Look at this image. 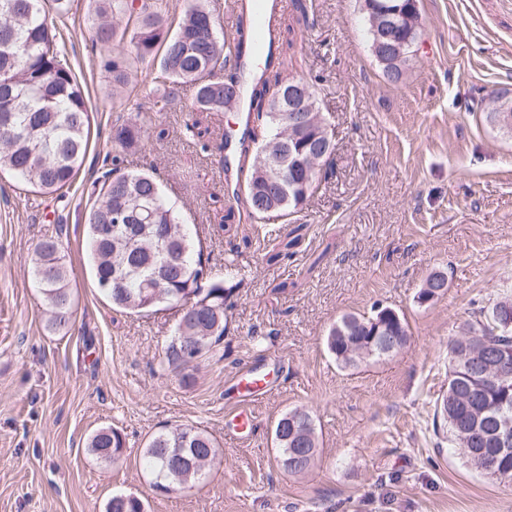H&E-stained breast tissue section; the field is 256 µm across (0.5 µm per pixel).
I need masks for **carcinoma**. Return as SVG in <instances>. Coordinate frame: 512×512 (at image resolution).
Returning a JSON list of instances; mask_svg holds the SVG:
<instances>
[{
  "label": "carcinoma",
  "instance_id": "obj_1",
  "mask_svg": "<svg viewBox=\"0 0 512 512\" xmlns=\"http://www.w3.org/2000/svg\"><path fill=\"white\" fill-rule=\"evenodd\" d=\"M60 17L71 10V0H51ZM46 0H0V171L21 180L32 191L54 194L68 187L80 171L89 145L90 112L85 90L73 71L58 31L49 22ZM170 0H99L96 39L117 45L106 62L112 74V94L125 102L128 116L112 126L111 168L92 181V203L84 224L89 259L99 292L112 307L129 315H147L164 303H188L192 317L178 323L164 348L167 367L189 383L193 371L211 356L224 340L228 311L233 307L234 286L213 277L198 283L210 259L188 235L177 206L166 196L151 170H126L128 154L144 147L153 113L174 107L177 87L194 85V111L218 113L248 99L240 136L224 141V160L235 159L247 171L245 201L250 214L268 221L298 213L314 195L322 171L305 173L295 165L299 151L288 158L278 137L288 127L283 94L304 77L293 71L292 62L282 57V23L263 61L261 76L244 81L240 59L250 54L251 19L238 17L234 28L238 53L224 48V28L208 0H189L177 24L170 22ZM124 19L133 29L120 27ZM402 37L396 63L383 66L392 81L417 53L418 30L401 25ZM137 65L145 67L144 82L151 86L148 99L131 96L130 77ZM309 136L313 144L331 135L320 112L314 114ZM185 136L206 151L208 129L197 118L184 124ZM294 168L292 177L280 178L282 166ZM133 224L126 235L115 236L112 227L124 221ZM62 242L47 237L35 246L33 277L52 314L51 325L66 324L73 309L67 272L61 263ZM512 311V297L504 296L492 306H483L466 324L462 335L450 341L448 352L462 356H484L497 345L512 344V330L495 331L497 318ZM407 341L408 325L397 311L380 304L368 316L347 314L327 334V348L344 368L356 367L362 359L353 354L357 345L370 347L368 359L380 360L388 351L374 332ZM283 412L274 427L278 463L291 475L307 471L318 454V438L312 415L294 425L282 424ZM434 417L448 426L456 440L469 439L461 449L466 461L496 483L512 487V453L506 466L495 472L484 468L483 456L495 451L482 434L498 426L512 429V379L507 386L489 385L486 393L470 391L465 379L456 376L453 358H448V384L435 401ZM88 452L98 460L116 461L124 448L122 433L102 427L87 439ZM214 441L204 431L177 424L149 439L144 463L153 475L151 487L162 493L195 484L204 471L197 462H213ZM106 512H145L144 501L130 494H115Z\"/></svg>",
  "mask_w": 512,
  "mask_h": 512
}]
</instances>
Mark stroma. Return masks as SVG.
I'll list each match as a JSON object with an SVG mask.
<instances>
[{"label":"stroma","instance_id":"35a3bbf8","mask_svg":"<svg viewBox=\"0 0 512 512\" xmlns=\"http://www.w3.org/2000/svg\"><path fill=\"white\" fill-rule=\"evenodd\" d=\"M96 6L74 0L55 21L90 109L74 184L59 198L0 174V512H105L116 493L143 496L148 512H512V489L434 428L449 338L477 308L512 295V132L485 120L494 97L512 93V0H418L419 51L397 82L372 52L364 0H313L316 25L296 26L294 62L316 82L335 148L303 211L271 223L294 243L283 262L270 261L272 243L245 204L220 222L218 146L233 110L208 117L206 152L181 134L192 87L155 114L157 134L128 155L127 170L155 168L216 275L228 259L240 269L228 331L189 385L162 361L177 307L116 312L90 273L86 188L111 161L120 116L92 28ZM56 234L75 297L58 330L32 274L36 243ZM436 271L446 288L419 302ZM376 303L404 316L407 344L341 368L328 328ZM244 365L271 381L241 442L225 425ZM294 408L313 414L319 442L298 476L280 468L271 440ZM175 424L207 432L218 455L194 487L159 495L142 455L152 434ZM101 427L125 437L117 462L86 448Z\"/></svg>","mask_w":512,"mask_h":512}]
</instances>
